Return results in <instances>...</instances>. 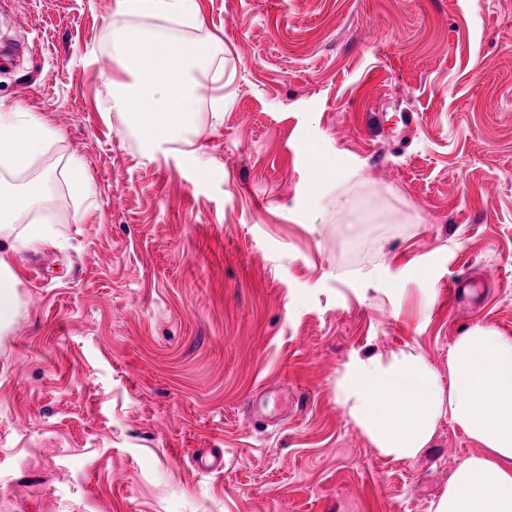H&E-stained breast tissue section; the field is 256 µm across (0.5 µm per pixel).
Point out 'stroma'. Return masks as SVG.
I'll return each mask as SVG.
<instances>
[{"mask_svg": "<svg viewBox=\"0 0 512 512\" xmlns=\"http://www.w3.org/2000/svg\"><path fill=\"white\" fill-rule=\"evenodd\" d=\"M199 3L202 28L164 31L234 75L223 124L204 103L193 130L204 180L99 110L124 77L116 0H0V102L61 133L30 173L0 169L48 178L54 233L12 255L0 512H430L484 447L444 419L384 457L336 380L356 353L444 372L473 324L512 335V0ZM313 145L369 179L315 224ZM362 205L400 221L356 223ZM460 276L480 288L452 307ZM213 448L224 468L202 472Z\"/></svg>", "mask_w": 512, "mask_h": 512, "instance_id": "obj_1", "label": "stroma"}]
</instances>
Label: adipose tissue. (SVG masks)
I'll return each mask as SVG.
<instances>
[{"label":"adipose tissue","mask_w":512,"mask_h":512,"mask_svg":"<svg viewBox=\"0 0 512 512\" xmlns=\"http://www.w3.org/2000/svg\"><path fill=\"white\" fill-rule=\"evenodd\" d=\"M118 5L127 15L182 28L200 23L198 0H118ZM114 51L127 78L113 82L111 96L99 103L101 112L117 114L147 147L179 146L199 179H206L211 162L191 139L202 100L191 73L204 69L211 83L224 87L231 75L214 63L207 43L135 24L117 33ZM58 135L39 113L0 106V166L27 170ZM362 169L359 163L317 156L307 177L314 189L309 220L317 221L331 207L346 208V188L364 183ZM45 185V178L37 177L21 189L0 186V333L9 328L19 304V277L10 254L39 249L53 239L46 224L14 230L39 206ZM336 401L372 446L394 460L416 457L430 444L439 421L449 419L486 452L456 468L431 512H512V335L473 324L452 345L444 372L411 348L353 355L336 380Z\"/></svg>","instance_id":"adipose-tissue-1"}]
</instances>
